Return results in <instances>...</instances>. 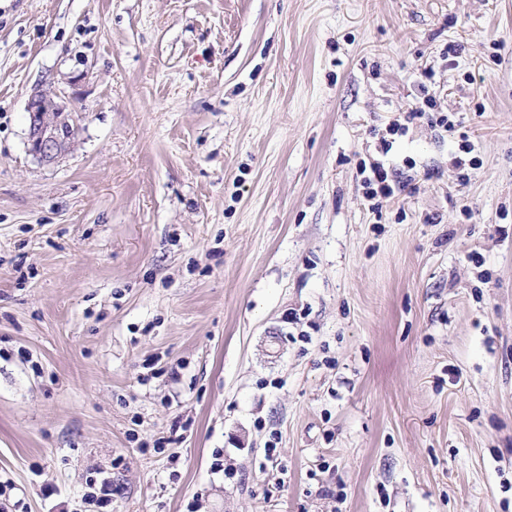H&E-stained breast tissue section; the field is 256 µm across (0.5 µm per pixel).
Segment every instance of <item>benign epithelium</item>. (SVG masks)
<instances>
[{"instance_id":"obj_1","label":"benign epithelium","mask_w":512,"mask_h":512,"mask_svg":"<svg viewBox=\"0 0 512 512\" xmlns=\"http://www.w3.org/2000/svg\"><path fill=\"white\" fill-rule=\"evenodd\" d=\"M28 152L40 163L51 165L65 156L74 144L77 121L60 94L38 90L27 103Z\"/></svg>"}]
</instances>
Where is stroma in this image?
Here are the masks:
<instances>
[{
    "label": "stroma",
    "mask_w": 512,
    "mask_h": 512,
    "mask_svg": "<svg viewBox=\"0 0 512 512\" xmlns=\"http://www.w3.org/2000/svg\"><path fill=\"white\" fill-rule=\"evenodd\" d=\"M425 71L454 131L381 153ZM38 89L79 117L50 166ZM93 477L112 512H512V0H0L6 512ZM26 133L28 152L41 164L51 165L65 156L74 144L77 121L56 91L38 90L27 103ZM69 129L66 131L64 125ZM366 197L378 206L379 199L388 198L393 194V188L389 182V173L384 166L375 165L372 168V176L365 181Z\"/></svg>",
    "instance_id": "obj_1"
}]
</instances>
